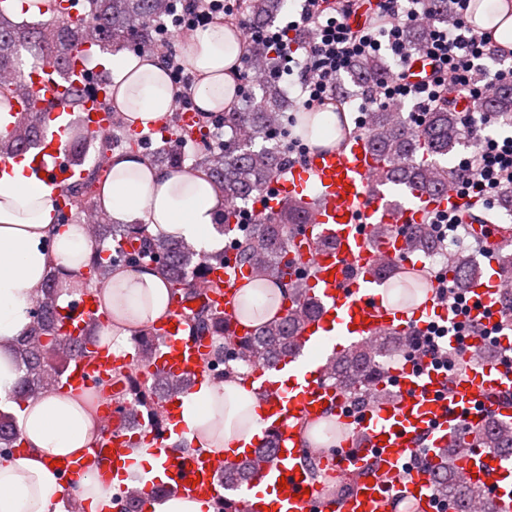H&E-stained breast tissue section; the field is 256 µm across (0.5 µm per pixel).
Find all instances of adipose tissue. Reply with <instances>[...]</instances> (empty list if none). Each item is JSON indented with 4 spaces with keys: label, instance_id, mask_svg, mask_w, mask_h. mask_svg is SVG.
<instances>
[{
    "label": "adipose tissue",
    "instance_id": "adipose-tissue-1",
    "mask_svg": "<svg viewBox=\"0 0 512 512\" xmlns=\"http://www.w3.org/2000/svg\"><path fill=\"white\" fill-rule=\"evenodd\" d=\"M241 36L216 22L195 30L186 65L195 78L193 100L204 111L229 106L231 77L242 68ZM117 101L138 127L159 126L176 95L162 63L124 51L113 53ZM116 224H144L154 234L184 240L210 252L224 245L215 225L224 210L219 189L203 173L164 169L146 158L113 155L98 196ZM93 251L83 225L55 223L53 189L30 174L27 161L0 174V398L12 390L18 372L13 343L30 323L28 311L49 270H57L64 292L77 284ZM117 308L123 327L105 324L104 344L124 343L168 310V292L154 271L125 268L98 288ZM255 394L243 379L206 382L184 398L181 426L190 445L213 454L248 444L258 431ZM26 452L0 458V512H62L66 499L55 461L95 447L96 407L90 394H52L16 412Z\"/></svg>",
    "mask_w": 512,
    "mask_h": 512
}]
</instances>
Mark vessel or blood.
Returning <instances> with one entry per match:
<instances>
[{"label":"vessel or blood","instance_id":"vessel-or-blood-1","mask_svg":"<svg viewBox=\"0 0 512 512\" xmlns=\"http://www.w3.org/2000/svg\"><path fill=\"white\" fill-rule=\"evenodd\" d=\"M86 53L83 47L73 53L66 74L47 65L31 72L29 80L50 121L69 115L67 89L82 90L84 121L91 131L103 135L108 130V116L101 106L105 80L90 78L83 62ZM47 155L54 160L49 169L43 166ZM29 160L32 173L44 174L59 187L77 174L66 146L55 136L44 139ZM378 165L367 140L352 135L338 146L310 149L304 164L275 176L259 196L254 205L259 215L279 209L287 199L307 204L309 221L303 235L309 246L304 254L314 270L310 294L319 306L317 315L301 326L298 353L276 364L255 363L248 379L256 396L261 434L244 453L253 455L255 448L269 439L275 441L278 453L248 485L225 483L221 456L187 450V440L178 426L181 408L170 402L166 427L154 428L146 419L140 422L162 459L163 485L178 489L185 497L203 495L218 503L233 499L240 512H399V504L407 499L414 502L415 512H437L431 492L433 470L441 449L452 443L465 449L459 462L461 480L491 488L497 512H512V455L468 445V431L474 425L495 418L512 421V408L498 402L499 397L512 394V370L500 361L469 365L453 375L431 368L425 358L406 363L391 371L390 389L374 392L364 413L355 415L327 382L324 363L301 357L302 352L319 347L331 356L384 332H418L433 319H453L446 306L431 300L405 310L388 304L380 291L378 263L383 257L407 262L406 226L422 223L429 212L462 206L463 200L453 188L432 196L376 184L373 174ZM376 224L391 225L392 232L373 243L369 235ZM322 239L331 240V247L318 248ZM488 266L489 276L474 278L466 292L470 319L491 326L500 314L498 297L504 280L497 273V258H489ZM213 275L223 279L224 293L213 296L212 302L223 311L230 331L250 333V326L235 319L232 307L248 269L230 263L214 270ZM180 313V304H173L167 320L159 323L162 346L151 368L186 376L196 385L208 376L203 348L185 338ZM61 315L65 331L73 334L88 317H106L91 297L69 303ZM116 362V357L104 350L93 363L75 360L64 384L81 388L87 370L104 376ZM330 412L347 434L324 464L337 484L352 486L349 493L336 496L323 484L311 482L303 464L310 447V426ZM104 415L111 419L112 427L103 430L99 445L62 462L60 473L67 493H74L95 457L103 459L100 476L124 469L129 427L115 406L105 407ZM417 452L422 455L421 464L408 467L409 458ZM371 463L377 466L374 479H355V472ZM263 483L273 489V497L252 495V487Z\"/></svg>","mask_w":512,"mask_h":512}]
</instances>
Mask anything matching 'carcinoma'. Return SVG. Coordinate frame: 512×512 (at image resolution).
<instances>
[{
	"mask_svg": "<svg viewBox=\"0 0 512 512\" xmlns=\"http://www.w3.org/2000/svg\"><path fill=\"white\" fill-rule=\"evenodd\" d=\"M283 0H239V12L251 29H263L275 24ZM46 18L37 22H17L7 5L0 6V106L5 105L15 121L0 133V160L14 159L40 145L45 130V112L33 98L21 67L27 55H42V63L64 73L70 66L71 52L90 45L115 53L129 49L132 43H148L160 39L161 28L172 20V0H85L79 15H74L75 0H37L34 3ZM430 28L409 27L405 41L417 52L429 39ZM252 55L260 60L266 77L250 91V106L245 111L212 112L199 117L194 126L181 124V113L166 116L168 134L151 153V162L171 169H181L186 162L207 172L224 192L223 222L219 231L228 236L227 245L235 253L238 265L250 270L243 287L252 289L277 288L283 300L292 308L273 316L255 318L241 307L234 308L238 321L255 324L251 336L231 334L224 313L216 310L208 298L191 288L195 279L206 280L213 267L226 264V250L200 253L191 244L163 235L153 236L145 224H114L102 207L88 201L92 186L108 177L109 172L85 166L88 149L96 141L82 119V94H71L74 118L70 122L74 137L68 145L70 160L80 172L74 182L64 187V208L58 215H67L59 223L81 224L93 209L98 218L93 242L94 255L87 271L79 273L85 287L105 284L112 275L124 268H148L161 274L169 290L170 301L184 304L182 310L186 332L196 341L210 338L204 353L208 374L217 380L247 378L249 372L228 367L225 354L229 350L250 362L275 361L297 349L296 337L302 321L316 316L318 308L309 297L308 278L311 268L302 260L295 243L307 220L303 204L286 200L280 209L253 218L243 224L242 211L266 188L270 180L289 165L288 148L280 138L293 126L298 136L307 138L317 120L315 112L295 113L297 105L275 77L278 59L271 48L260 40L252 44ZM386 64L378 55L363 56L347 72L349 80L367 88L385 74ZM113 95L103 105L111 109L112 149L132 154L143 148V140L134 136L130 119L124 112L112 109ZM23 104L18 110L15 104ZM484 109L503 118L512 117V86L491 90ZM356 133L364 136L380 159L374 181L405 186L422 193L444 190L456 180L448 176V168L439 159L468 143L469 133L460 113L445 104L429 112L423 120L410 112L371 108L362 113ZM408 240L416 252H433L440 248L439 239L428 224H411ZM497 244L500 253L499 271L512 280V227L498 226ZM480 269L474 257L457 252L448 257L446 273L456 288H467ZM379 275L401 288L397 305L414 307L427 296L431 281L423 271L407 268L393 260H385ZM60 289L56 270H50L43 287L34 297L29 311L30 325L25 336L15 344V359L19 373L12 390V401L37 403L44 396L63 388L70 364L77 358L92 360L102 348L99 320L89 319L76 336L61 331ZM156 325L132 337L136 358L147 367L156 356ZM416 345V334L382 335L365 344L353 345L335 356L327 366V379L337 386L351 405L370 400L367 389L387 379V359L397 351H410ZM99 388V402L130 401L135 408L125 412L129 421L136 410L148 413L156 423L164 421L168 399L184 392V378L160 371L148 372L139 379L122 365L112 368L105 378L94 375ZM21 439L17 416L0 408V448H14ZM472 444L479 448H494L512 454V425L503 426L492 420L472 433ZM273 444L256 451L254 457L238 463L224 464V482L235 485L247 482L262 463L270 460ZM461 448L450 446L442 450L438 471L434 473L432 489L442 499L453 502L456 512H470L469 504L482 500L485 512H495L488 491L480 486L467 487L458 482L456 462Z\"/></svg>",
	"mask_w": 512,
	"mask_h": 512,
	"instance_id": "carcinoma-1",
	"label": "carcinoma"
}]
</instances>
